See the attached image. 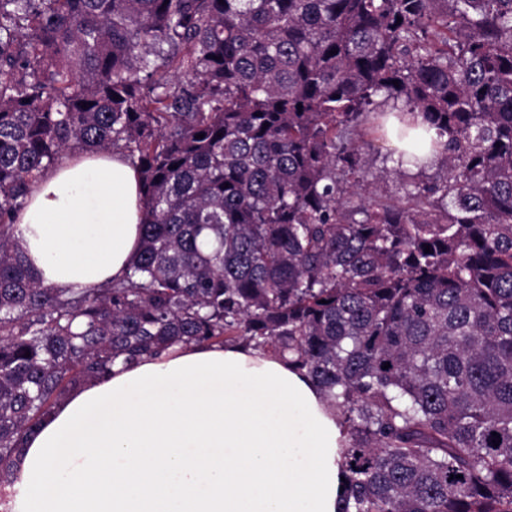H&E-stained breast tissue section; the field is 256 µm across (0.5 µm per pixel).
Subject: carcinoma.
Wrapping results in <instances>:
<instances>
[{"mask_svg": "<svg viewBox=\"0 0 512 512\" xmlns=\"http://www.w3.org/2000/svg\"><path fill=\"white\" fill-rule=\"evenodd\" d=\"M393 110L434 159L387 173L439 168L401 199L361 175ZM76 150L124 152L144 214L81 292L12 243ZM236 340L336 410L340 512H512V0H0V512L75 387Z\"/></svg>", "mask_w": 512, "mask_h": 512, "instance_id": "obj_1", "label": "carcinoma"}]
</instances>
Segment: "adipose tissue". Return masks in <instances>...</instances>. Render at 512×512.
I'll return each instance as SVG.
<instances>
[{
    "mask_svg": "<svg viewBox=\"0 0 512 512\" xmlns=\"http://www.w3.org/2000/svg\"><path fill=\"white\" fill-rule=\"evenodd\" d=\"M143 205L121 152L71 153L15 224L42 283L134 262ZM346 432L312 379L245 343L176 345L70 392L21 452L18 512H339Z\"/></svg>",
    "mask_w": 512,
    "mask_h": 512,
    "instance_id": "adipose-tissue-1",
    "label": "adipose tissue"
}]
</instances>
